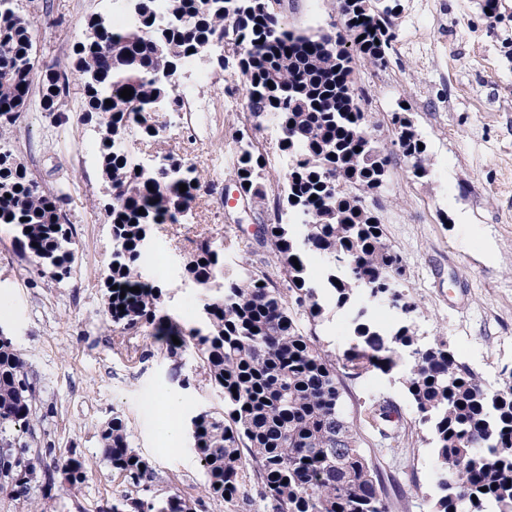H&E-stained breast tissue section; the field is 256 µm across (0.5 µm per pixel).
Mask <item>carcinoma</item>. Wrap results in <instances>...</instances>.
<instances>
[{"label":"carcinoma","instance_id":"obj_1","mask_svg":"<svg viewBox=\"0 0 512 512\" xmlns=\"http://www.w3.org/2000/svg\"><path fill=\"white\" fill-rule=\"evenodd\" d=\"M14 2L0 0V129L27 112L54 115V89L76 83L83 121L99 126L98 159L108 185L99 200L113 244L104 274L106 312L122 332L165 343L170 358L193 349L203 380L224 402L188 423L206 494L233 503L254 480L272 512H393L397 497L375 462L404 452L401 432L391 424L392 405L378 398L367 406L365 423L380 447L363 448L362 427L344 410L340 374L388 375L407 352L413 365L406 395L432 448L437 493L430 512H512V373L505 388L489 391L447 340L421 344L406 320L383 331L372 313L382 307L407 316L416 309L402 289V257L363 205L384 188L391 150L367 132L351 80L355 56L388 66L399 0H340L342 28L310 34L288 29L270 0H165L163 15L157 0H130L138 25L117 31L106 16L90 15L67 69L56 62L37 66L36 24ZM222 39L237 53L249 109L229 132L235 161L225 181L249 209L268 208L270 180L257 137L267 120L281 131L288 169L273 220L261 225L262 236L244 241L246 257L235 266L224 265V245L197 236L184 278L203 293L201 326L185 327L165 311L163 288L143 275L141 256L154 225L179 222L200 194L221 195L224 187L201 181L165 150L166 125L155 115L182 108L176 75L183 59H208ZM126 87L133 90L128 99L119 95ZM392 123L394 145L412 161L413 176L427 177L412 119L394 112ZM131 132L157 147L159 166L138 167L123 147ZM66 201L0 150V224L12 226L37 269L60 282L75 262ZM262 249L274 264L251 259ZM310 254L323 261L319 281L308 272ZM135 286L140 291H130ZM325 293L350 314L351 344L339 364L315 330L300 324L302 315L321 319ZM36 418L26 362L10 338L0 339V483L10 485L11 499L29 494L36 464L51 453L36 447ZM100 439L112 470L130 486L101 512H186L177 495L161 508L140 496L153 468L131 447L120 416L105 424ZM72 468L81 471L70 483L77 489L86 471L74 451L61 472Z\"/></svg>","mask_w":512,"mask_h":512}]
</instances>
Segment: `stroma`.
Segmentation results:
<instances>
[{"label":"stroma","instance_id":"obj_1","mask_svg":"<svg viewBox=\"0 0 512 512\" xmlns=\"http://www.w3.org/2000/svg\"><path fill=\"white\" fill-rule=\"evenodd\" d=\"M485 0H400L396 41L387 68L355 62V91L373 122V137L391 141L393 112L406 107L427 144L430 176L415 178L410 161L394 154L374 209L387 241L403 258L405 291L417 306L412 316L421 338L447 339L485 388H503L512 370V0H498L486 15ZM20 14L37 20L39 62H68L87 17L111 13V0H17ZM284 21L299 31H326L340 23L337 0H290ZM201 89L212 109L189 112L168 142L205 179L221 181L233 164L228 132L242 118L246 86L236 68L209 69ZM78 91H70L59 117L22 118L0 130L10 150L43 187L63 190L73 226L76 262L70 278L38 275L0 224V330L21 352L36 384L42 446L57 460L76 451L86 482L71 489L57 480L52 497L0 498V512H99L128 485L103 455L100 431L120 415L130 442L153 467L149 495H179L193 512H230L206 497L205 474L188 433L170 439L155 400L181 398L180 416L222 408L202 381L192 352L168 358L143 335L121 332L106 315L102 276L112 255V235L93 200L106 184L97 162V133L80 120ZM238 193L196 205L191 224H158L153 245L166 268L157 279L164 305L182 325H195L199 289L182 276L196 227L208 225L224 244L227 261L241 254L244 234L235 219ZM316 332L333 354L350 342L346 310L326 303ZM406 367L389 375L345 379L346 413L363 417L373 398L394 404L402 424L404 455L381 467L402 490L396 512H429L435 491L429 446L404 388ZM190 387H183V380Z\"/></svg>","mask_w":512,"mask_h":512}]
</instances>
